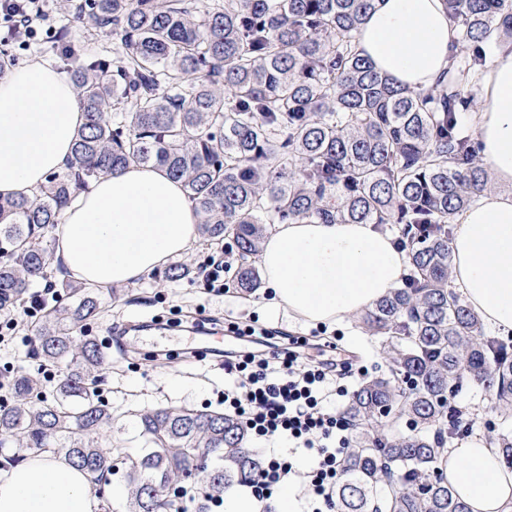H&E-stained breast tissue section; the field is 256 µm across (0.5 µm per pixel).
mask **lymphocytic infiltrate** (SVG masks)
<instances>
[{"mask_svg":"<svg viewBox=\"0 0 512 512\" xmlns=\"http://www.w3.org/2000/svg\"><path fill=\"white\" fill-rule=\"evenodd\" d=\"M305 344L300 336L288 348L225 358L223 403L257 438L306 449L315 461L304 480L306 512H334L333 489L352 437L343 415L331 410L329 398L347 396L350 379L365 370L333 357L313 360L301 354ZM295 474L293 460L268 458L250 492L258 502H268L269 492Z\"/></svg>","mask_w":512,"mask_h":512,"instance_id":"f902f5d3","label":"lymphocytic infiltrate"}]
</instances>
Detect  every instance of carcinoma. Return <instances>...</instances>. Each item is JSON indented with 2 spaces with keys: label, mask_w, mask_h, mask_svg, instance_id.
I'll return each instance as SVG.
<instances>
[{
  "label": "carcinoma",
  "mask_w": 512,
  "mask_h": 512,
  "mask_svg": "<svg viewBox=\"0 0 512 512\" xmlns=\"http://www.w3.org/2000/svg\"><path fill=\"white\" fill-rule=\"evenodd\" d=\"M377 0H80L73 22L115 36L112 60L71 64L82 101L67 168L33 195L0 199V312L48 281L47 236L100 176L136 163L179 180L199 236L237 257L232 282L252 293L272 224H399L403 283L366 308L362 328L387 373L366 378L343 411L354 437L333 493L336 512H470L448 483L449 395L467 379L512 419V341L486 334L452 285L456 217L492 178L461 124L487 50L512 37V0H445L458 34L448 75L426 91L398 85L355 51ZM66 302L36 323L31 355L64 367L49 388L30 374L0 399V447L64 454L101 494L127 483L126 512H182V485L222 497L263 461L222 411L160 406L139 414L146 452L103 446L112 410L101 374L112 355L85 334L103 317L100 289L60 284ZM406 419L388 433L385 418ZM485 437L512 467V430Z\"/></svg>",
  "instance_id": "obj_1"
}]
</instances>
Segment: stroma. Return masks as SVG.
<instances>
[{"instance_id":"stroma-1","label":"stroma","mask_w":512,"mask_h":512,"mask_svg":"<svg viewBox=\"0 0 512 512\" xmlns=\"http://www.w3.org/2000/svg\"><path fill=\"white\" fill-rule=\"evenodd\" d=\"M68 7V0L46 2L52 30L69 27L67 42L61 45L51 37L31 46H15L19 64L41 60L59 68L67 53L81 60L111 56L112 40L85 37L79 26L71 24ZM266 297L262 288L247 297L236 288L212 296L205 294L195 278L168 283L158 272L124 286L119 301L107 302V315L91 325L88 334L100 343L111 341L115 352L104 384V396L112 409L113 445L130 457L143 453L140 411L170 404L217 408V395L224 389V369L216 357L197 358L190 354V327L220 329L231 321L255 318L281 335L299 332L300 324L290 322L287 314L274 316L265 311ZM173 305L180 306L179 315L170 313ZM316 334L319 341H335L344 352L354 355L369 375L384 371V360L371 339L361 332L357 319H350L341 329L317 328ZM172 375L182 377L185 387L170 388L168 378ZM451 402L463 407L467 417L473 418L474 435H484L487 425L501 423L487 396L470 382H462Z\"/></svg>"}]
</instances>
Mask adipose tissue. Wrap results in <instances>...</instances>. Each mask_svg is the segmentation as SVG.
Listing matches in <instances>:
<instances>
[{
  "mask_svg": "<svg viewBox=\"0 0 512 512\" xmlns=\"http://www.w3.org/2000/svg\"><path fill=\"white\" fill-rule=\"evenodd\" d=\"M457 32L444 0H378L358 33L359 56L425 90L448 69ZM471 122L493 187L457 219L453 283L494 333L512 336V47L480 75ZM81 101L65 75L34 61L0 81V198L32 194L62 171ZM199 216L180 181L129 165L101 176L67 209L56 261L87 286L132 284L187 255ZM260 264L273 311L312 326L345 322L401 281L407 256L372 224H279ZM444 473L471 512H512V469L480 436L449 449ZM0 512H98L88 475L48 453L0 471Z\"/></svg>",
  "mask_w": 512,
  "mask_h": 512,
  "instance_id": "adipose-tissue-1",
  "label": "adipose tissue"
}]
</instances>
